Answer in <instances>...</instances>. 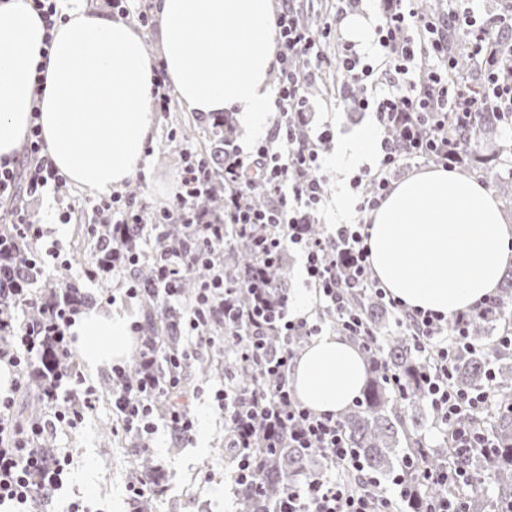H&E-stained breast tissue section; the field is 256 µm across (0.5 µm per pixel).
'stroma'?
I'll return each mask as SVG.
<instances>
[{
	"instance_id": "stroma-1",
	"label": "stroma",
	"mask_w": 512,
	"mask_h": 512,
	"mask_svg": "<svg viewBox=\"0 0 512 512\" xmlns=\"http://www.w3.org/2000/svg\"><path fill=\"white\" fill-rule=\"evenodd\" d=\"M305 90L312 106L313 126L328 129L330 138L322 146L326 164L324 201L320 206L319 225L329 230L334 224H355L360 215L355 209L357 193L351 181L360 170L376 167V147L364 149L354 163L339 162L336 149L345 142H356L362 130H377L375 117L354 109L337 110L339 94L327 89L322 72L308 75ZM151 151L137 178L124 186V193H136L148 205H170L180 179L185 154L208 156L213 151L207 119L204 115L184 111L178 100H171L167 110L158 111L155 134L149 142ZM96 197L73 186L60 193L46 192L39 200L27 202L33 219L46 225L61 249L62 264H46L32 284L33 295H40L50 281L64 279L81 288L88 306L105 308L106 296H114L115 307L127 310L132 320H142L146 305L126 300L120 279L91 283L84 277L94 249L89 232L92 225L111 222L112 214L96 209ZM69 214V223H61V214ZM78 371L92 386L99 400L84 423L76 428L58 424L45 440L51 453L68 452L73 457L70 484L64 494L55 496L42 507L43 512H67L73 500H81L90 512H135L134 500L126 491L130 482L131 435L110 444L117 417L109 399L110 369L89 371L82 354H75ZM220 375L193 374L187 381L190 393L187 405L197 416L200 426L192 442L175 441L165 427L149 435V454L164 471L165 491L155 512H236L232 472L224 459V419L209 396L210 386L223 383Z\"/></svg>"
}]
</instances>
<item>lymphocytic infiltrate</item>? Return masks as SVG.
<instances>
[{
  "instance_id": "f902f5d3",
  "label": "lymphocytic infiltrate",
  "mask_w": 512,
  "mask_h": 512,
  "mask_svg": "<svg viewBox=\"0 0 512 512\" xmlns=\"http://www.w3.org/2000/svg\"><path fill=\"white\" fill-rule=\"evenodd\" d=\"M300 0H279L276 13V39L279 92L276 108L280 118L269 138L251 152H243L234 139L224 143V220L216 224L197 210L196 201L205 195L212 179V166L202 156H187L180 173L179 190L172 206L152 210L135 196L120 195L110 203L113 227L123 234L154 233L168 224L195 227L192 251L153 253L155 281L146 289L130 275L138 265L137 253H120L106 238H98L96 250L104 254L103 264L88 266L87 279L107 276L125 279L128 297L155 295L163 305L179 300L178 281L183 274L199 266H208L210 257L224 247V227L237 225L249 233L259 224H278L281 234L260 236L254 241L259 258L249 273L253 304L248 311L234 307L231 290L223 272H211L189 304L183 331L198 345L214 346L217 335L211 323L226 325L229 340L235 341L243 358L261 362L259 377L251 387L233 391L216 388L214 398L224 413L230 429L228 447L238 459L233 475L236 484H247L262 466L254 444L258 427L271 433H283L292 448L320 452L331 461L340 462L356 472L360 462L339 427L335 415L318 413L300 403L288 385L276 380L289 372L294 354L289 348L268 353L266 335L277 331L284 338L314 336L318 325L304 318H289L287 305H271L261 283L265 269L278 260L287 247L296 246L306 255L305 274L319 297L321 315L338 322L343 335L365 333L362 320L348 314L344 292L349 288L375 285L369 251L361 225L340 224L321 238H312L309 227L324 194L318 150L327 133L306 132L309 110L304 88V71L337 69L346 86L357 89V107L375 113L383 129L380 141L382 163L376 171L357 176L361 187L359 208L371 211L379 206L391 189L388 170L415 158H439L441 163L462 160L460 141L449 139V128H467L484 112L512 113V82L499 76L501 56L497 45L512 36V12L477 22L473 14L426 17L414 0H382L380 22L375 28L376 42L387 63L386 90L371 87L374 67L367 63L355 43L338 40L335 57L321 50V42L331 36L344 19L346 9L337 6L331 21L320 30L302 24ZM462 29L473 55L477 58L482 93L470 84L449 83L448 71L455 65L448 54L449 28ZM24 183L28 197H40L46 189H61L64 177L48 157L39 129H31L26 152L15 162L0 163V203L12 206L11 226L0 224V364L13 374L11 396L0 399V512H37L41 503L52 499L69 479L68 457L46 458L40 441L55 422L77 424L92 410L97 396L85 386L75 369L69 329L81 311V296L62 291L52 301L34 298L29 289L33 271L42 260L32 248L43 235L25 209L14 207L17 183ZM266 185L270 201L265 208L243 206L241 199L255 184ZM37 307V317L18 320L19 307ZM247 318L251 329L242 333L235 325ZM404 318L416 331V345L433 353L435 369L425 385L430 405L442 422H455L454 438L462 447H472V437L465 418L484 410L488 389H454L448 382L449 369L460 349L470 348L468 327L470 313H457L453 319L433 312H405ZM179 364L176 356H161L153 345H143L137 378H130L129 367H112V408L128 433L153 432L157 423L164 425L178 440L192 439L196 422L188 407L171 405L165 416H157L155 400L162 392L185 387L176 374L159 377L154 367L158 359ZM36 389L41 407L38 414L19 419L18 395ZM65 409H58V400ZM279 512H394V502L387 496L380 478L367 476L351 484L337 479L316 477L292 490L279 505Z\"/></svg>"
}]
</instances>
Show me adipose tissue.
<instances>
[{
    "label": "adipose tissue",
    "mask_w": 512,
    "mask_h": 512,
    "mask_svg": "<svg viewBox=\"0 0 512 512\" xmlns=\"http://www.w3.org/2000/svg\"><path fill=\"white\" fill-rule=\"evenodd\" d=\"M274 11V0H153L154 61L134 22L83 0H70L50 30L25 0H0V161L17 158L36 127L70 185L90 195L123 188L141 171L154 134L157 63L186 111L231 110L247 135H265L279 68ZM366 232L375 278L411 311L472 309L495 295L512 267V225L497 200L441 167L397 183ZM71 333L93 370L122 359L130 345L119 311L83 314ZM366 371L357 346L326 333L300 352L289 381L303 405L338 415L358 396Z\"/></svg>",
    "instance_id": "adipose-tissue-1"
}]
</instances>
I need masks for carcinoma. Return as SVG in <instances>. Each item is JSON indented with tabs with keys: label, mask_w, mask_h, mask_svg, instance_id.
Returning <instances> with one entry per match:
<instances>
[{
	"label": "carcinoma",
	"mask_w": 512,
	"mask_h": 512,
	"mask_svg": "<svg viewBox=\"0 0 512 512\" xmlns=\"http://www.w3.org/2000/svg\"><path fill=\"white\" fill-rule=\"evenodd\" d=\"M464 44V37L456 33L448 40V52L458 57V67L452 72L454 76L470 68ZM496 124L495 113L485 112L461 133L448 128V133L461 142L462 172L469 174L474 167L484 165L481 141ZM208 126L214 154H224V139L232 135L228 118L223 113L214 115ZM222 206L224 183L216 180L211 192L198 201V207L216 215ZM225 232L230 246L224 255H215L214 262L224 261V278L239 281L258 258L251 239L240 233L235 225L225 226ZM193 239L192 229L173 224L166 229L159 247L182 252L192 247ZM206 274V270L200 269L182 279L179 288L183 296L192 298L199 280ZM268 281L275 301L288 298L287 260L268 268ZM347 308L363 320L369 331L367 336L355 337L367 363V379L361 395L338 419L365 472L383 479L404 475L409 496L403 502V508L408 512H421L432 499L451 497L460 486L468 488L469 512H503L512 504V350L502 347L498 337H484L482 333L496 329L501 323L504 324L503 332H512V272L504 277L492 312L477 314L471 320L469 336L473 348L462 350L452 365L451 383L461 390L483 386L489 370L495 374L498 396L494 414L475 416L466 423L473 432L488 438V448L456 447L449 426L438 446L429 447L422 434L424 420L410 411L429 403L422 377L433 371V357L416 348L404 331L390 326L388 306L371 288L351 292ZM143 333L149 343L164 345L168 353L179 351L176 319L167 310H157L153 302L149 303L144 316ZM201 371L224 375L228 389L232 390L251 386L259 364L242 359L237 346L227 341L224 349L217 351ZM256 451L263 457L264 465L256 485L236 486L237 512H278L277 506L288 496L290 488L301 481H309L329 467L328 462L309 450L288 447L286 440L276 448H268L260 437ZM426 465L447 470L448 483L441 485L424 480L422 469ZM154 475L159 477L161 473L153 460L138 458L134 480ZM488 486L497 490L494 501L485 497Z\"/></svg>",
	"instance_id": "carcinoma-1"
}]
</instances>
